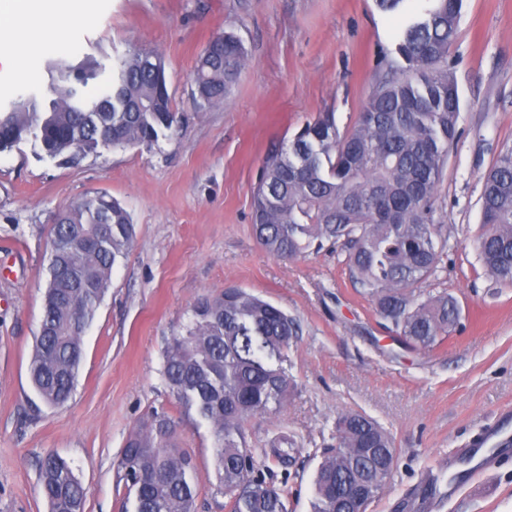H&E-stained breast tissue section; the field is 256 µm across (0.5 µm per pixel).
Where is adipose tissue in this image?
I'll return each mask as SVG.
<instances>
[{"instance_id": "1", "label": "adipose tissue", "mask_w": 512, "mask_h": 512, "mask_svg": "<svg viewBox=\"0 0 512 512\" xmlns=\"http://www.w3.org/2000/svg\"><path fill=\"white\" fill-rule=\"evenodd\" d=\"M85 0H0V70L32 76L37 51H79L88 21Z\"/></svg>"}]
</instances>
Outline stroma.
<instances>
[{"instance_id":"35a3bbf8","label":"stroma","mask_w":512,"mask_h":512,"mask_svg":"<svg viewBox=\"0 0 512 512\" xmlns=\"http://www.w3.org/2000/svg\"><path fill=\"white\" fill-rule=\"evenodd\" d=\"M426 0L382 10L377 0H89L82 52L72 64L112 78L137 44L159 52L182 116L152 144L98 147L76 164L27 139L0 151V512H48L38 462L65 457L85 491L84 512H135L118 467L130 433L152 412L169 416L191 457L196 512H230L216 478L212 438L180 407L163 376L165 350L198 298L245 289L288 313L299 335L286 367L284 408L247 418L255 473L311 512L314 479L340 439L338 417L356 411L392 438L397 461L367 512H512V446L489 471L469 470V440L512 406V285L485 270L483 178L512 145V0H463L450 64L459 89L458 135L438 186L434 220L448 264L421 287L460 306L457 326L428 350L388 336L359 293L347 254L323 248L284 260L252 229V190L272 144L291 141L318 113L351 125L394 55L403 19ZM238 37L247 63L224 103L196 98L193 71L211 38ZM117 200L135 227L132 247L83 338L71 399L46 406L29 364L43 313L52 218L96 194ZM292 442L287 464L271 442ZM455 467V492L431 500L421 484Z\"/></svg>"}]
</instances>
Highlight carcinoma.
I'll list each match as a JSON object with an SVG mask.
<instances>
[{
	"label": "carcinoma",
	"instance_id": "obj_1",
	"mask_svg": "<svg viewBox=\"0 0 512 512\" xmlns=\"http://www.w3.org/2000/svg\"><path fill=\"white\" fill-rule=\"evenodd\" d=\"M406 17L395 53L354 123L339 131L323 112L286 145L266 154L252 192L253 231L261 246L291 259L324 244L348 251L354 285L375 303L402 345L429 349L458 318L445 294L414 301L448 255L434 223L437 187L456 138L459 92L449 63L462 0H427ZM224 53L203 54L193 82L203 104L221 103L246 63L241 42L219 34ZM49 110L31 93L0 111V149L30 136L51 157L77 163L102 138L112 146L150 144L181 122L173 111L160 54L134 47L117 60L112 85L89 84L64 60L48 65ZM479 249L496 280L512 284V147H503L485 177ZM135 237L116 201L84 197L58 213L51 229L44 312L30 361L34 390L50 407L72 397L84 356L83 337L109 287L112 267ZM298 336L282 309L242 288L199 299L184 334L167 346L163 375L175 401L210 427L220 487L231 512H288L284 494L254 475L245 419L287 404L293 389L280 363ZM342 452L318 467L313 512H353L355 486L382 488L396 462L388 433L363 414L336 422ZM119 468L134 492L135 512H195L191 458L177 445L170 418L156 413L130 434ZM49 512H84L85 491L70 463L52 452L39 466Z\"/></svg>",
	"mask_w": 512,
	"mask_h": 512
}]
</instances>
